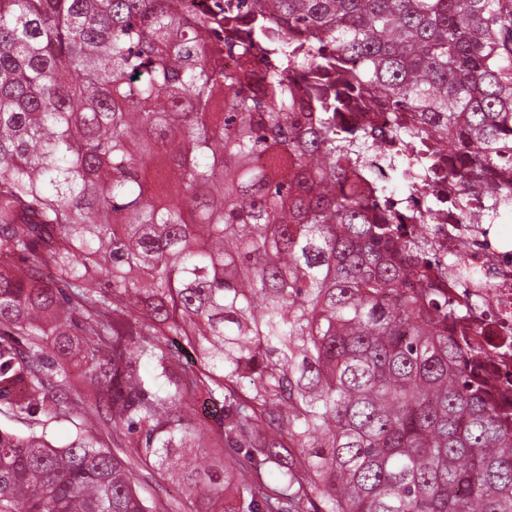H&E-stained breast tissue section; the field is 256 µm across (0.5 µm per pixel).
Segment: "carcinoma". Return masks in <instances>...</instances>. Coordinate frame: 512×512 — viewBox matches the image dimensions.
<instances>
[{
    "label": "carcinoma",
    "mask_w": 512,
    "mask_h": 512,
    "mask_svg": "<svg viewBox=\"0 0 512 512\" xmlns=\"http://www.w3.org/2000/svg\"><path fill=\"white\" fill-rule=\"evenodd\" d=\"M216 7L0 0V404L44 417L0 428V512H156L140 466L187 512H512L494 342L452 334L429 215L359 187L371 151L512 172V0ZM136 472L139 475L138 486L141 495L149 501L156 502L160 512L181 511L173 509L176 502H184V499L181 498L182 489L176 480L169 478L162 480L157 474L153 475L143 468L136 470Z\"/></svg>",
    "instance_id": "obj_1"
}]
</instances>
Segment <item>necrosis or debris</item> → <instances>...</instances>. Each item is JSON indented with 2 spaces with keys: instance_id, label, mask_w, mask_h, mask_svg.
<instances>
[{
  "instance_id": "necrosis-or-debris-1",
  "label": "necrosis or debris",
  "mask_w": 512,
  "mask_h": 512,
  "mask_svg": "<svg viewBox=\"0 0 512 512\" xmlns=\"http://www.w3.org/2000/svg\"><path fill=\"white\" fill-rule=\"evenodd\" d=\"M424 243L440 262L465 255L468 278L450 277L444 286L467 311L466 323L494 333L502 372H512V243L494 225L467 224L458 215L424 227Z\"/></svg>"
}]
</instances>
